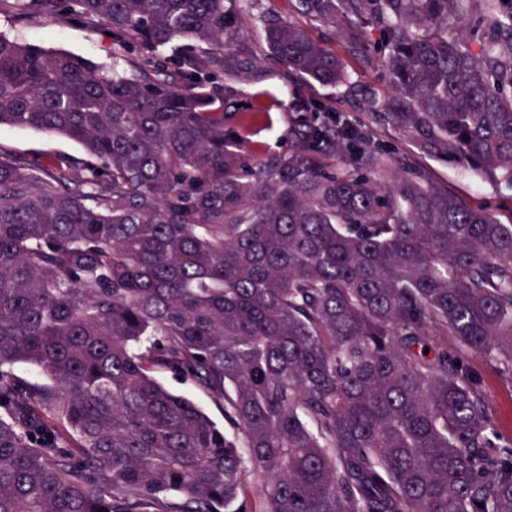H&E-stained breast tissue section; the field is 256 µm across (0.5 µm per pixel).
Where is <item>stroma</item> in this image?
Returning <instances> with one entry per match:
<instances>
[{
    "label": "stroma",
    "mask_w": 512,
    "mask_h": 512,
    "mask_svg": "<svg viewBox=\"0 0 512 512\" xmlns=\"http://www.w3.org/2000/svg\"><path fill=\"white\" fill-rule=\"evenodd\" d=\"M335 3L336 0H324L322 11L312 12L302 0H236L235 8L247 20L248 28L235 41L234 49L262 63L264 69L261 77L240 74L226 78L224 85L239 99L269 95L276 99L271 125L253 126L246 145L248 154L261 157L273 147L287 151L288 145L281 136L288 127L289 113L297 111L300 102H315L339 113L344 122L362 127L375 139L391 145L395 157L408 160L429 184L447 190L467 205L487 208L501 223L512 224L511 187L465 170L453 159L423 154L394 128L371 120V113L382 111L391 97L381 60L368 48L378 39L379 29L367 15L336 17ZM271 13L286 18L336 53L344 66L345 81L325 87L275 62L261 31L263 18ZM0 32L23 43L62 50L106 66L112 63L111 37L104 30L77 21L61 25L0 14ZM0 149L33 157H86L82 146L66 137L11 126L0 127ZM480 376L483 390L496 410L499 434L512 437V387L489 370H481Z\"/></svg>",
    "instance_id": "35a3bbf8"
}]
</instances>
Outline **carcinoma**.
<instances>
[{
    "label": "carcinoma",
    "mask_w": 512,
    "mask_h": 512,
    "mask_svg": "<svg viewBox=\"0 0 512 512\" xmlns=\"http://www.w3.org/2000/svg\"><path fill=\"white\" fill-rule=\"evenodd\" d=\"M231 2L0 0L100 28L126 61L0 34V126L87 154L0 149V512H512V439L469 364L512 384V224L317 107L288 122V154L250 160L270 106L219 85L257 68L231 49ZM336 11L379 26L393 98L372 116L512 187V0ZM263 35L339 81L303 29L271 15ZM0 148L33 157L58 155L75 160L87 158L81 145L64 136L11 126L0 127ZM159 380L172 392L186 395L203 408L210 417L221 427H224V413L206 390L190 380H183L169 371H160Z\"/></svg>",
    "instance_id": "obj_1"
}]
</instances>
